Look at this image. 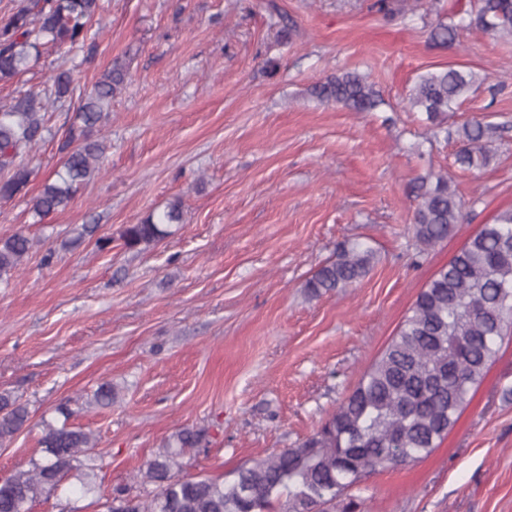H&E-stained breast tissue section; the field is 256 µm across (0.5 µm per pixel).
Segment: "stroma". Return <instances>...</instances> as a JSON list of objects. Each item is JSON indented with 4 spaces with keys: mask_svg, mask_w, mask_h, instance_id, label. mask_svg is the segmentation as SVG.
<instances>
[{
    "mask_svg": "<svg viewBox=\"0 0 512 512\" xmlns=\"http://www.w3.org/2000/svg\"><path fill=\"white\" fill-rule=\"evenodd\" d=\"M469 0H102L93 40L45 47L0 83V106L74 69L91 87L127 81L102 127V171L71 204L37 220L29 199L70 149L72 104L29 161L24 194L0 200V239L33 246L0 282V393L28 411L0 446V476L42 460L45 424L93 433L97 492L73 512H105L116 489L147 494L138 473L174 435L201 430L180 475L219 477L315 432L381 354L417 294L481 225L512 209V40L459 32L430 39ZM483 81L445 127L498 125L479 170L456 140L407 108L420 75L448 66ZM347 70L384 103L373 112L320 104L310 87ZM443 173L471 201L463 224L418 245L420 186ZM182 202V221L150 247L124 228ZM93 235L77 239L82 225ZM108 239L99 248L98 239ZM376 254L354 286L308 297L303 283L344 242ZM111 384L116 399L93 394ZM370 512H512V335L431 455L361 484Z\"/></svg>",
    "mask_w": 512,
    "mask_h": 512,
    "instance_id": "1",
    "label": "stroma"
}]
</instances>
